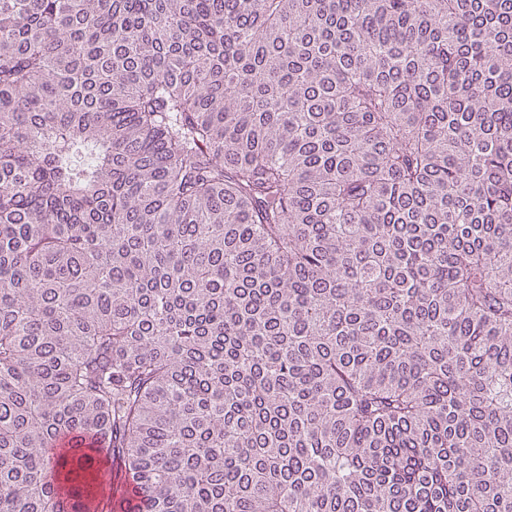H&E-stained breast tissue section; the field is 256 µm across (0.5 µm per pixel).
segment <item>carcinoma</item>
<instances>
[{"instance_id": "1", "label": "carcinoma", "mask_w": 512, "mask_h": 512, "mask_svg": "<svg viewBox=\"0 0 512 512\" xmlns=\"http://www.w3.org/2000/svg\"><path fill=\"white\" fill-rule=\"evenodd\" d=\"M111 464L512 512V0H0V512Z\"/></svg>"}]
</instances>
